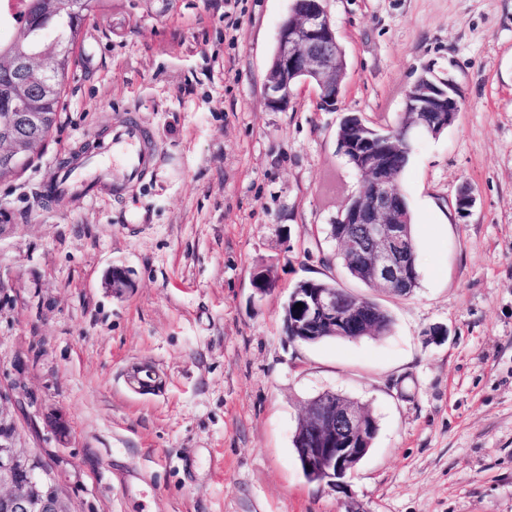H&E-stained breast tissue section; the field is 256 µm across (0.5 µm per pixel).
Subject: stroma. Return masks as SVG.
Masks as SVG:
<instances>
[{
    "instance_id": "stroma-1",
    "label": "stroma",
    "mask_w": 512,
    "mask_h": 512,
    "mask_svg": "<svg viewBox=\"0 0 512 512\" xmlns=\"http://www.w3.org/2000/svg\"><path fill=\"white\" fill-rule=\"evenodd\" d=\"M290 6L102 0L86 22L57 129L0 180V408L73 512H512V0H328L347 64L332 111L311 85L266 105ZM426 70L461 110L397 177L419 274L401 297L351 278L331 236L360 188L336 129L350 112L396 127ZM128 113L159 148L142 184L46 197ZM116 266L132 285L115 293ZM307 280L375 300L390 333L289 340L283 305ZM137 365L156 390L130 383ZM326 391L378 424L344 494L293 448Z\"/></svg>"
}]
</instances>
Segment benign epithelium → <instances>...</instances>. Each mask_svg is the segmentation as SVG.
<instances>
[{
    "instance_id": "1",
    "label": "benign epithelium",
    "mask_w": 512,
    "mask_h": 512,
    "mask_svg": "<svg viewBox=\"0 0 512 512\" xmlns=\"http://www.w3.org/2000/svg\"><path fill=\"white\" fill-rule=\"evenodd\" d=\"M327 0H293L282 20L275 53L266 72L264 92L267 105L275 110L288 105L293 89L313 84L327 109L336 108L346 76L343 50ZM54 61L42 54L19 56L0 62V73L44 75ZM461 102L453 82L424 74L404 92V123L397 141L373 146V135L339 144L361 177L360 190L351 195L336 216L342 225L335 236L341 250L362 262L367 280L376 288L398 294L414 275L411 239L400 211L393 184L395 156L409 143L411 133L428 130L435 118L455 121ZM12 116L3 119L0 131V159L18 168L35 154L22 150L23 140L10 132ZM129 271L112 268L110 285L120 291L130 287ZM303 304L296 309L297 320L286 323L289 337L298 338L311 328L347 336L373 325L372 310L348 299L339 288H307L295 297ZM371 416L362 407L327 392L306 408L295 435L296 455L307 477L336 489L345 487L344 478L364 457ZM0 512H73L62 496L51 466L36 452L16 446L14 423L0 410Z\"/></svg>"
}]
</instances>
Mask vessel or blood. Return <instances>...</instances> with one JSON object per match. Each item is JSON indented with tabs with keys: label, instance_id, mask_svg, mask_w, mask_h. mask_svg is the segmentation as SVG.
Wrapping results in <instances>:
<instances>
[{
	"label": "vessel or blood",
	"instance_id": "vessel-or-blood-1",
	"mask_svg": "<svg viewBox=\"0 0 512 512\" xmlns=\"http://www.w3.org/2000/svg\"><path fill=\"white\" fill-rule=\"evenodd\" d=\"M152 161L153 151L141 127L127 119L114 125L111 138L96 155L60 168L47 189L57 195L78 194L92 200L102 189L93 176L94 169L111 165V186L119 191L140 182Z\"/></svg>",
	"mask_w": 512,
	"mask_h": 512
}]
</instances>
